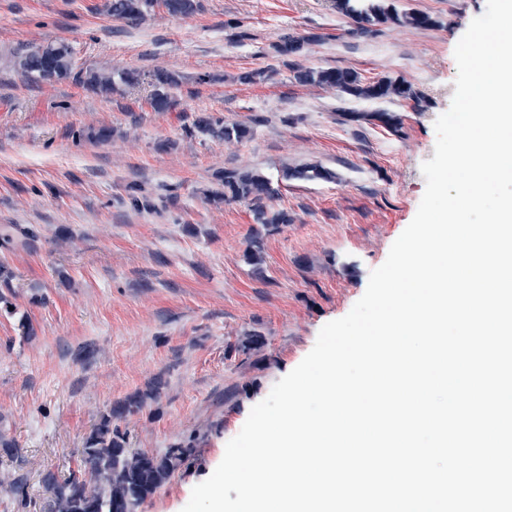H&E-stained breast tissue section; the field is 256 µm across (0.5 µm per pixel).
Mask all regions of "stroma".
Instances as JSON below:
<instances>
[{
	"mask_svg": "<svg viewBox=\"0 0 512 512\" xmlns=\"http://www.w3.org/2000/svg\"><path fill=\"white\" fill-rule=\"evenodd\" d=\"M140 25L102 0H0V512H51L54 484L85 479L81 452L103 416L156 390L118 426L130 448L160 453L196 436L194 456L139 512H182L221 462L252 407L347 315L413 220L434 155L436 119L452 102L454 49L487 0H393L432 27L355 33L333 0H198ZM306 37L291 66L274 46ZM58 39L76 69L119 68L141 81L105 97L74 80L33 84L12 52ZM398 77L417 100H360L304 85L295 67ZM273 68L269 80L243 73ZM179 74L175 106L154 111L151 76ZM209 83H199L200 75ZM387 111L400 127L348 121ZM247 125L225 142L194 131L198 117ZM107 127L108 141L86 134ZM316 164L326 179L285 170ZM260 170L288 223L259 229L249 202L214 203V172ZM142 185L155 210L130 206ZM259 236L261 264L246 253ZM261 349L243 351L248 336Z\"/></svg>",
	"mask_w": 512,
	"mask_h": 512,
	"instance_id": "stroma-1",
	"label": "stroma"
}]
</instances>
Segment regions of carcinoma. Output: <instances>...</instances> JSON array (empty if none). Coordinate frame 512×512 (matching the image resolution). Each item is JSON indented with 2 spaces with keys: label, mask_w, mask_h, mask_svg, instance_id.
I'll use <instances>...</instances> for the list:
<instances>
[{
  "label": "carcinoma",
  "mask_w": 512,
  "mask_h": 512,
  "mask_svg": "<svg viewBox=\"0 0 512 512\" xmlns=\"http://www.w3.org/2000/svg\"><path fill=\"white\" fill-rule=\"evenodd\" d=\"M336 9L350 18L361 33L380 24L392 23L426 29L435 24L430 15L419 11L400 12L390 0H334ZM163 5L172 15H190L199 8L198 0H104L102 11L118 20L137 24L146 19L157 5ZM305 38L287 36L276 45L281 57L299 54ZM54 53H42L40 48L21 47L13 51L12 68L25 80L52 83L75 78L89 89L102 96L116 92L120 85H134L139 81L135 71L113 68L75 70L73 49L65 41L53 42ZM296 79L302 83H316L335 87L342 92L366 100L388 97L412 98L414 93L405 82L391 78H380L362 82L356 72L348 68H325L299 70ZM181 78L168 71H157L152 75L153 93L150 104L157 112L173 106L170 90L179 86ZM195 128L213 139L232 141L247 137L250 130L241 124H228L209 117H201ZM295 179L314 180L326 177V172L317 166H301L285 173ZM219 189L210 191L214 202H236L249 200L254 207L257 223L264 227L288 223L283 211H271L266 202L277 195L272 180L255 170L239 171L226 168L215 175ZM130 201L137 209L155 207L144 188L131 186ZM144 399H131L112 409L111 415L102 419L82 450V460L90 476V482L66 481L54 486L55 512H128V507L141 503L181 466L193 453L194 439L172 444L162 454H149L127 448L126 434L112 428V418L143 405Z\"/></svg>",
  "instance_id": "cac0c4a2"
}]
</instances>
